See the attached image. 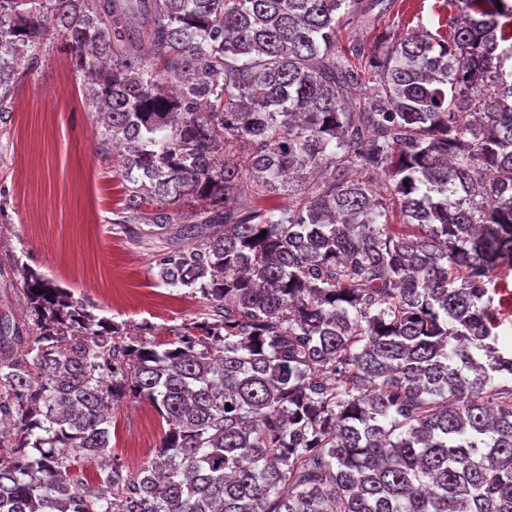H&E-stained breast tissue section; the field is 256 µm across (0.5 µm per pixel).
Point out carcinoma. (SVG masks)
Segmentation results:
<instances>
[{"label": "carcinoma", "mask_w": 512, "mask_h": 512, "mask_svg": "<svg viewBox=\"0 0 512 512\" xmlns=\"http://www.w3.org/2000/svg\"><path fill=\"white\" fill-rule=\"evenodd\" d=\"M384 2L0 0V124L49 13L103 154L126 148L117 223L165 239L162 282L208 302L131 338L22 270L0 512H512V353L488 294L512 268V0H449L447 37L338 45ZM292 175L309 184L288 208L240 201ZM128 397L168 426L136 472L110 443Z\"/></svg>", "instance_id": "1"}]
</instances>
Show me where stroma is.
Returning a JSON list of instances; mask_svg holds the SVG:
<instances>
[{
    "label": "stroma",
    "mask_w": 512,
    "mask_h": 512,
    "mask_svg": "<svg viewBox=\"0 0 512 512\" xmlns=\"http://www.w3.org/2000/svg\"><path fill=\"white\" fill-rule=\"evenodd\" d=\"M441 0H396L370 25L346 22L340 43H372L382 32L446 30ZM83 73L63 37L44 39L14 85L12 118L0 124V317L31 333L22 278L25 264L71 292L99 317L129 333L153 326L157 340L200 320L201 294L164 285L158 260L165 244L117 229L125 198L118 155L101 159L97 115ZM167 428L156 409L136 399L112 411L111 445L127 470L148 462Z\"/></svg>",
    "instance_id": "stroma-1"
}]
</instances>
